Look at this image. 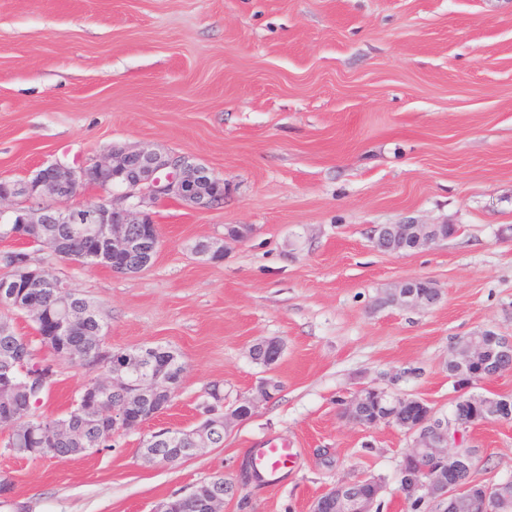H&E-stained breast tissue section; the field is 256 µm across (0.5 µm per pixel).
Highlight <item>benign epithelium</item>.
<instances>
[{"label":"benign epithelium","instance_id":"benign-epithelium-1","mask_svg":"<svg viewBox=\"0 0 512 512\" xmlns=\"http://www.w3.org/2000/svg\"><path fill=\"white\" fill-rule=\"evenodd\" d=\"M94 173L107 177L106 182L98 184L99 194L95 200L85 205H72L75 195ZM45 195L53 197L56 204L38 209L7 206L18 196ZM165 199H176L198 211L213 209L224 203V179L186 155L138 148L114 149L78 169L57 164L40 165L25 181L0 178V222L95 224L97 232L89 236L88 252L108 253L114 273L136 274L152 262L161 245L159 226L148 205ZM456 234L454 224H383L376 228L373 240L382 251L409 252L446 241ZM195 253L206 261H219L224 257V242H201L196 245ZM425 283L427 280L420 278L402 281L391 288L380 303L411 309L430 308L438 298L416 292ZM255 346L261 355L255 356L252 349L249 355L265 368L275 365L284 352V343L275 338L259 340ZM448 362L452 366V378L460 388L456 402L465 399L478 403L490 413L482 418L484 422L512 421V395L486 397L470 393L474 385L488 376V365L507 362L508 370H512V338L487 331L475 332L452 347ZM164 386L163 375L153 370L139 373L133 379L125 367L112 366V389L132 391L131 399L118 401L107 412L114 429L118 432L139 429L164 413L166 405L154 398L145 403L139 401L155 388ZM205 397L200 413L202 429L227 430L232 423L242 420L241 409L246 408L251 413L256 409L253 399L229 405L224 402L222 393L210 390L205 391ZM368 398L383 407L373 419L362 422L344 415L350 423L365 430L395 422L399 410L423 411L420 419L408 422L405 428L412 443L403 452L400 467H413L411 482L405 484L408 498H418L435 506L434 512H460L465 502L476 497L493 503L494 512H512V496L505 490V484L484 483L471 476L472 452L459 448L457 433L451 431L448 422H438L435 410L427 401L392 396L384 389L367 387L358 390L346 404L352 408ZM158 444L168 446L163 461L170 463L191 458L211 447L213 442L194 434L176 435L164 429L152 433L146 440L142 449L144 460L156 459L154 447ZM251 482V469L244 463L235 481L229 483L224 475H215L205 485V492L194 486L176 495L175 502H163L152 512H223L225 498L237 495ZM383 489V484L372 476L341 480L315 497L308 512H377Z\"/></svg>","mask_w":512,"mask_h":512}]
</instances>
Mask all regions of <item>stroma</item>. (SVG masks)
<instances>
[{"mask_svg":"<svg viewBox=\"0 0 512 512\" xmlns=\"http://www.w3.org/2000/svg\"><path fill=\"white\" fill-rule=\"evenodd\" d=\"M188 154L224 180V203L154 204L161 247L134 275L31 249L93 302L115 350L165 346L186 372L172 405L83 457L12 455L0 512H151L266 440L298 451L283 484L249 485L224 512H307L325 488L381 478L380 512H408L405 430L340 416L376 386L449 417L459 337L512 336V0H0V177L76 167L112 147ZM455 224L430 247L378 250L381 224ZM227 239L219 262L193 247ZM440 289L429 309L380 305L400 281ZM284 342L272 369L249 357ZM40 409L60 417L100 377L52 358ZM280 389L224 444L143 463V439L192 428L203 393L227 403ZM476 479L512 480V422L469 428Z\"/></svg>","mask_w":512,"mask_h":512,"instance_id":"1","label":"stroma"}]
</instances>
